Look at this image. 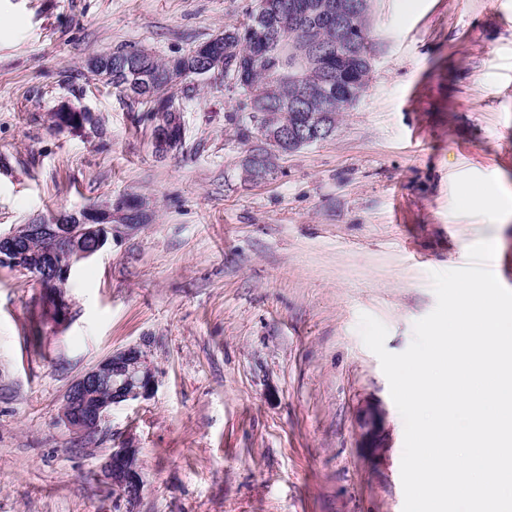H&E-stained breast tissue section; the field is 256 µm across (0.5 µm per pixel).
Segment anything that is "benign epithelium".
Here are the masks:
<instances>
[{
  "instance_id": "7a95c632",
  "label": "benign epithelium",
  "mask_w": 512,
  "mask_h": 512,
  "mask_svg": "<svg viewBox=\"0 0 512 512\" xmlns=\"http://www.w3.org/2000/svg\"><path fill=\"white\" fill-rule=\"evenodd\" d=\"M318 22L333 24L345 36L341 56L351 55V39L347 22L341 13L332 9L314 18L296 14L295 23L303 26ZM207 68L197 71L195 78L207 79L224 75V61L217 54L206 51ZM116 62L112 56H94L87 60V68L104 81L112 80ZM362 95L358 84L345 78L336 85V96L346 106L356 104ZM265 140L288 147L293 153L330 137L333 128L328 122L322 124L288 126L279 121L275 112H262ZM95 124L92 113L65 106L58 127L82 130ZM181 124L180 113L158 112L153 122L154 148L160 155L177 149V127ZM146 204L141 198L121 197L108 199L99 204L36 217L26 224H19L7 232H0V262L15 264L27 261L41 270L36 275L40 294V312L52 328L63 327L70 315V302L63 290L57 288L61 282L70 280L78 263L100 252L112 233V225L129 226L144 223ZM104 383L112 386V399L97 398L96 390ZM155 386V372L148 354L139 345L112 352L98 365L75 380L66 392L62 419L77 435L84 439H96L104 432L103 425L109 409L117 404L144 399ZM384 416L378 404L368 406L364 417L366 432H375ZM102 477L112 488V493L133 508L140 500L144 488L139 449L120 445L111 450L99 467Z\"/></svg>"
}]
</instances>
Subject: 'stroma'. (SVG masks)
I'll return each mask as SVG.
<instances>
[{"label":"stroma","mask_w":512,"mask_h":512,"mask_svg":"<svg viewBox=\"0 0 512 512\" xmlns=\"http://www.w3.org/2000/svg\"><path fill=\"white\" fill-rule=\"evenodd\" d=\"M253 7L0 0V231L126 195L148 210L79 264L69 319L38 347L39 285L0 266V512H403L404 422L359 317L405 351L436 306L431 273L484 239L512 289V217L460 198L491 179L512 195V0H372L368 88L260 183L223 79L175 87L183 139L162 158L146 105L85 66L187 54ZM63 105L98 129H58ZM139 344L153 393L84 442L61 418L69 386ZM121 444L140 451L132 509L99 476Z\"/></svg>","instance_id":"35a3bbf8"}]
</instances>
